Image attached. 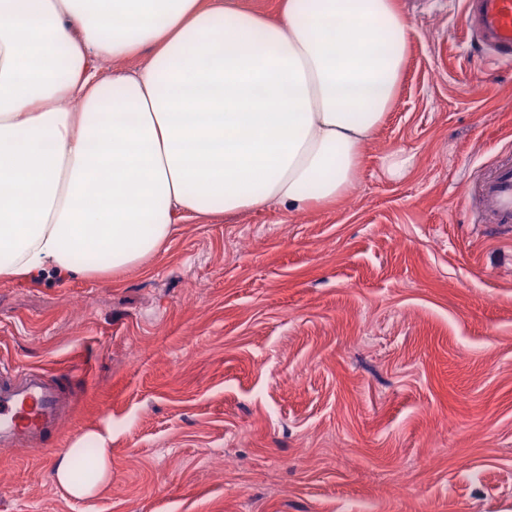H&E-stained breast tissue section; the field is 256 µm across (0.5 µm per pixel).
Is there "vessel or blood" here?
Masks as SVG:
<instances>
[{"label": "vessel or blood", "instance_id": "b4317fda", "mask_svg": "<svg viewBox=\"0 0 512 512\" xmlns=\"http://www.w3.org/2000/svg\"><path fill=\"white\" fill-rule=\"evenodd\" d=\"M463 11L470 42L486 60L511 69L512 0H464ZM467 188L463 206L470 209L473 223L511 235L512 153L500 154ZM73 403L67 378L0 363V448L48 444Z\"/></svg>", "mask_w": 512, "mask_h": 512}]
</instances>
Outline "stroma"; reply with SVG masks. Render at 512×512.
Returning a JSON list of instances; mask_svg holds the SVG:
<instances>
[{
  "instance_id": "1",
  "label": "stroma",
  "mask_w": 512,
  "mask_h": 512,
  "mask_svg": "<svg viewBox=\"0 0 512 512\" xmlns=\"http://www.w3.org/2000/svg\"><path fill=\"white\" fill-rule=\"evenodd\" d=\"M395 3L403 82L336 203L185 213L118 280L0 283V362L75 392L57 446L0 453V512H512V238L462 206L512 150V69L462 0ZM86 434L112 482L77 500L52 471Z\"/></svg>"
}]
</instances>
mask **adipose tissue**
<instances>
[{"label": "adipose tissue", "instance_id": "obj_1", "mask_svg": "<svg viewBox=\"0 0 512 512\" xmlns=\"http://www.w3.org/2000/svg\"><path fill=\"white\" fill-rule=\"evenodd\" d=\"M409 25L394 0H0V281L140 268L179 213L339 200L391 111ZM148 52L131 73L101 63ZM75 499L112 479V451Z\"/></svg>", "mask_w": 512, "mask_h": 512}]
</instances>
